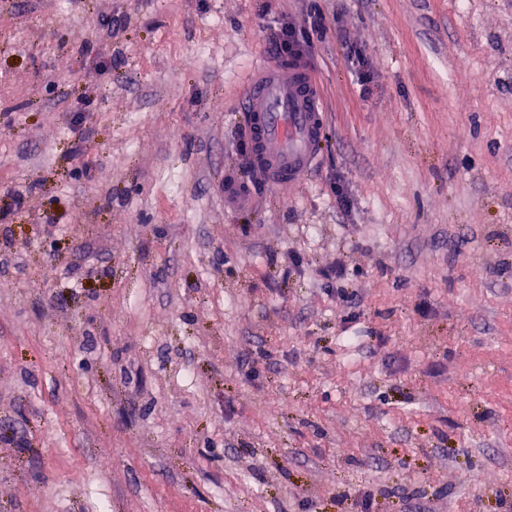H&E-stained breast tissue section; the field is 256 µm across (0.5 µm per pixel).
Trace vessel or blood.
<instances>
[{"label": "vessel or blood", "instance_id": "obj_1", "mask_svg": "<svg viewBox=\"0 0 512 512\" xmlns=\"http://www.w3.org/2000/svg\"><path fill=\"white\" fill-rule=\"evenodd\" d=\"M322 84L298 60L258 61L242 96L253 164L268 186L300 183L316 165L326 128Z\"/></svg>", "mask_w": 512, "mask_h": 512}]
</instances>
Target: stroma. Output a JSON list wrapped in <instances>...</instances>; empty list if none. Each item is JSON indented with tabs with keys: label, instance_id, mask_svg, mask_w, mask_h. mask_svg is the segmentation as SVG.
<instances>
[{
	"label": "stroma",
	"instance_id": "stroma-1",
	"mask_svg": "<svg viewBox=\"0 0 512 512\" xmlns=\"http://www.w3.org/2000/svg\"><path fill=\"white\" fill-rule=\"evenodd\" d=\"M0 512H512V0H0ZM267 52L272 59L285 56H301V44L295 33L288 26H281L270 33L268 37ZM322 84L314 68L295 59L258 61L242 96L240 147H253V164L272 188L300 183L316 165L325 138Z\"/></svg>",
	"mask_w": 512,
	"mask_h": 512
}]
</instances>
